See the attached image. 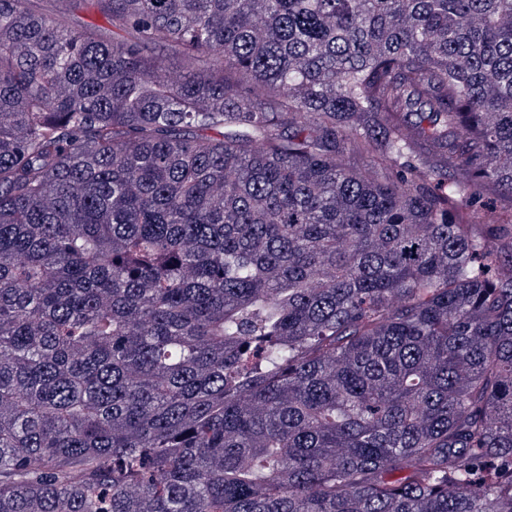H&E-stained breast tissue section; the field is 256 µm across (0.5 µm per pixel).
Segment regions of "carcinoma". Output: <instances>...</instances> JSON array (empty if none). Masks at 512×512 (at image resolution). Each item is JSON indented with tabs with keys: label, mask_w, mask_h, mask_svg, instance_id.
<instances>
[{
	"label": "carcinoma",
	"mask_w": 512,
	"mask_h": 512,
	"mask_svg": "<svg viewBox=\"0 0 512 512\" xmlns=\"http://www.w3.org/2000/svg\"><path fill=\"white\" fill-rule=\"evenodd\" d=\"M26 2L0 512H512V0Z\"/></svg>",
	"instance_id": "cac0c4a2"
}]
</instances>
